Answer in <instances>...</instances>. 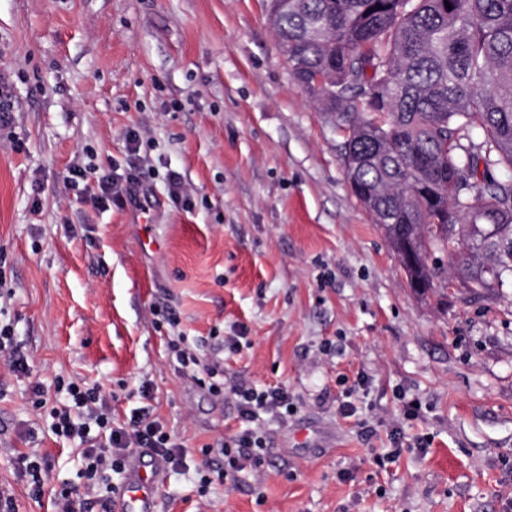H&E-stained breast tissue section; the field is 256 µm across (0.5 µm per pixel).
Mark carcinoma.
I'll return each mask as SVG.
<instances>
[{
	"instance_id": "obj_1",
	"label": "carcinoma",
	"mask_w": 512,
	"mask_h": 512,
	"mask_svg": "<svg viewBox=\"0 0 512 512\" xmlns=\"http://www.w3.org/2000/svg\"><path fill=\"white\" fill-rule=\"evenodd\" d=\"M292 77L342 133L339 160L408 279L442 296L433 245L466 288L512 275V0H270Z\"/></svg>"
}]
</instances>
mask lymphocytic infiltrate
<instances>
[{"label":"lymphocytic infiltrate","mask_w":512,"mask_h":512,"mask_svg":"<svg viewBox=\"0 0 512 512\" xmlns=\"http://www.w3.org/2000/svg\"><path fill=\"white\" fill-rule=\"evenodd\" d=\"M64 181L75 191L78 202H89L98 208L132 199L128 186L91 163L71 167ZM161 321L174 330L168 349L178 376L187 383L208 388L217 399L232 400L238 411L239 430L200 449L205 456L218 453L224 465L214 471L197 470L199 497H206L213 483H238L242 472L261 476L267 447L261 424L266 420L287 423L297 412L294 395L283 384L260 386L241 376L225 379L222 370L212 365L186 337L177 334L179 321L174 314H162ZM55 391L65 403L50 410V429L56 436L79 439L83 448L81 475L86 480V489H93L112 475L124 474L131 456L142 448L159 456L171 470L185 469L190 451L154 417L147 404L151 397L148 386L140 388L145 406L133 409L129 420L123 422L114 420L111 395L101 385L59 379Z\"/></svg>","instance_id":"f902f5d3"}]
</instances>
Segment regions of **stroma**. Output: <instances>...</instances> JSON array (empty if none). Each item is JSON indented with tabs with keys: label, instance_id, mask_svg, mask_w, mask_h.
<instances>
[{
	"label": "stroma",
	"instance_id": "35a3bbf8",
	"mask_svg": "<svg viewBox=\"0 0 512 512\" xmlns=\"http://www.w3.org/2000/svg\"><path fill=\"white\" fill-rule=\"evenodd\" d=\"M268 9L0 0V86L14 103L0 131V320L32 361L18 378L0 357V496L15 512H55L51 492L31 496L21 453L50 458L52 489L80 483L81 446L31 402L34 384L59 377L103 385L118 420L148 385L194 464H219L199 449L237 429L236 407L178 377L156 308L226 376L286 384L299 403L287 425L267 426L261 479L203 500L193 472L169 471L157 512H512V278L469 291L433 248L448 297H415ZM91 162L134 174L142 206L76 202L63 177ZM170 171L191 209L170 201ZM241 325L248 346L225 350ZM360 376L365 387L346 395ZM405 398L420 401L418 417L404 419ZM396 430L401 455L377 467ZM423 436L428 448H415Z\"/></svg>",
	"mask_w": 512,
	"mask_h": 512
}]
</instances>
